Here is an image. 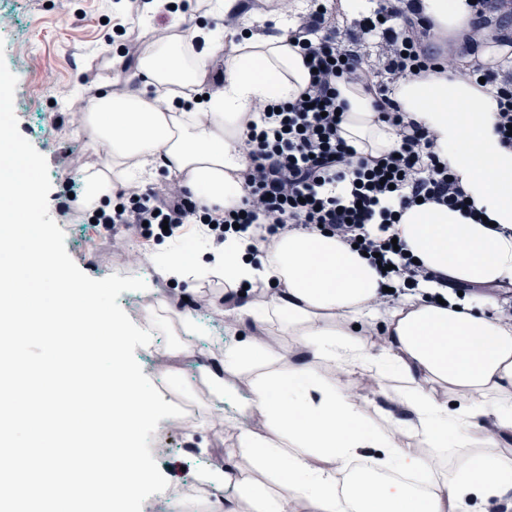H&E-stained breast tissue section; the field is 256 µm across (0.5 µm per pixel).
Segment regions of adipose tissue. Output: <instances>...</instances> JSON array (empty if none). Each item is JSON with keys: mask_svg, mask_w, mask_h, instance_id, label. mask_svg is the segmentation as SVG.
Returning <instances> with one entry per match:
<instances>
[{"mask_svg": "<svg viewBox=\"0 0 512 512\" xmlns=\"http://www.w3.org/2000/svg\"><path fill=\"white\" fill-rule=\"evenodd\" d=\"M439 32L467 31V0H420ZM261 11L239 13V0H211L208 22L186 30L169 16L164 37L147 41L138 59L137 87L100 93L84 115L91 147L107 144L101 163L85 176L84 209L94 211L120 185L149 183L167 171L208 208L226 210L245 196L250 165L247 127L259 123V102H286L309 83L302 54L288 42L306 0H266ZM238 12L236 28L222 27ZM203 37L206 49L187 46ZM224 81L207 99L183 106L179 92L202 86L215 59ZM348 104L342 127L357 150L380 155L397 140L379 121L375 97L363 83L338 82ZM393 99L406 120L437 138L440 158L458 178L485 222L433 203L406 210L390 229L427 270L450 287L427 284L377 309L382 277L359 252L325 234L290 232L271 244L248 234L227 235L197 255L161 268L179 282L220 279L238 292L224 322L279 323L298 337L301 352L288 371L280 355L253 336L225 346L206 374L215 398L212 424L234 429L236 458L216 470L218 490L252 512H512V321L494 314L495 290L512 288V148L494 132L497 100L447 67L398 80ZM489 287L465 301L452 284ZM379 319L385 344L375 348L361 330ZM249 380V411L263 431L224 415L225 374ZM383 383L397 375L400 403L410 418L376 424L369 405L346 393L343 375ZM493 422L498 437L486 436ZM251 469L242 471L237 461ZM376 479L371 491L357 480Z\"/></svg>", "mask_w": 512, "mask_h": 512, "instance_id": "1", "label": "adipose tissue"}]
</instances>
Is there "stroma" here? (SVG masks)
I'll list each match as a JSON object with an SVG mask.
<instances>
[{"label": "stroma", "instance_id": "obj_1", "mask_svg": "<svg viewBox=\"0 0 512 512\" xmlns=\"http://www.w3.org/2000/svg\"><path fill=\"white\" fill-rule=\"evenodd\" d=\"M111 16L112 0H0V41L5 44L6 64L18 78L14 103L18 129L47 160L49 213L65 232L68 254L94 279L123 273L127 262L159 246L158 241L147 242L129 233L94 231L78 210L62 208L70 193L83 192L85 171L99 161L80 132L78 109L95 91L112 88V58L99 40L103 22ZM152 281L169 310L193 315L207 330L191 360L176 358L179 345L167 330V312L143 313L136 291L118 298L131 320L152 332L157 347L153 358L175 367L166 384L169 393L193 406L186 425L160 420L155 435L162 447L152 456L170 487L186 497L178 512H214L216 492L201 476L222 466L233 447L222 429L210 427L212 399L206 386L193 382L192 376L195 367L206 366L209 355L224 347V304L212 284L172 285L158 274Z\"/></svg>", "mask_w": 512, "mask_h": 512}]
</instances>
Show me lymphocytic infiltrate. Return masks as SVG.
I'll return each mask as SVG.
<instances>
[{
  "mask_svg": "<svg viewBox=\"0 0 512 512\" xmlns=\"http://www.w3.org/2000/svg\"><path fill=\"white\" fill-rule=\"evenodd\" d=\"M112 28L101 35L117 43L127 64H134L140 43L136 33L124 31L123 16L143 12L150 0H116ZM499 0H472L469 34L444 38L421 14L415 0H377L362 15L348 39L336 37L331 22L334 0H310L288 32L307 56L310 82L302 97L289 102L259 105L262 122L247 131L253 147L244 174L246 195L239 216L224 213L212 218L206 207L173 186L161 191L131 188L118 192L115 207L99 209L92 217L113 233L133 232L145 237L180 238L188 226L210 227L216 243L234 228H254L260 241L302 230L336 236L360 252L378 254L385 267L387 287L416 291L435 274L413 263L404 250L394 248L387 231L417 201L436 203L472 214L467 195L437 152L434 136L405 119L391 98L397 80L436 71L448 62H461L460 72L484 79L497 97L495 132L504 146H512V38L501 34L491 17ZM379 38L376 67L364 64L360 42ZM365 83L375 96L382 122L394 127L396 144L378 157L361 155L342 137L345 104L338 102L336 82Z\"/></svg>",
  "mask_w": 512,
  "mask_h": 512,
  "instance_id": "obj_1",
  "label": "lymphocytic infiltrate"
}]
</instances>
